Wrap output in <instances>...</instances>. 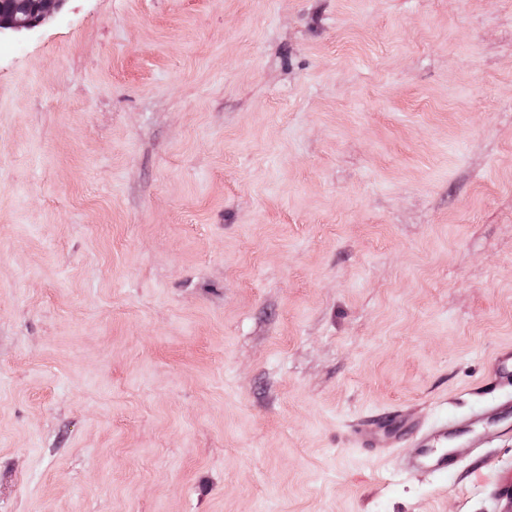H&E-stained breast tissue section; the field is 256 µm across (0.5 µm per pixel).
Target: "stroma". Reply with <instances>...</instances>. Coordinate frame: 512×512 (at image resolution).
<instances>
[{"instance_id":"1","label":"stroma","mask_w":512,"mask_h":512,"mask_svg":"<svg viewBox=\"0 0 512 512\" xmlns=\"http://www.w3.org/2000/svg\"><path fill=\"white\" fill-rule=\"evenodd\" d=\"M507 346L512 0L0 36V512H498L499 416L446 481L345 435L465 410Z\"/></svg>"}]
</instances>
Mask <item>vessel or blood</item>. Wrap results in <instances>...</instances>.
<instances>
[{
    "mask_svg": "<svg viewBox=\"0 0 512 512\" xmlns=\"http://www.w3.org/2000/svg\"><path fill=\"white\" fill-rule=\"evenodd\" d=\"M512 374V349L499 350L483 380L475 390L474 403L462 412H446L431 419L392 408L360 418L346 436L351 447L366 448L377 455L394 459L406 475L427 474L434 478L455 475L461 467L460 456L450 446L460 436L474 432L488 414L512 417V389L501 383ZM413 442L412 454H401L405 442Z\"/></svg>",
    "mask_w": 512,
    "mask_h": 512,
    "instance_id": "obj_1",
    "label": "vessel or blood"
}]
</instances>
